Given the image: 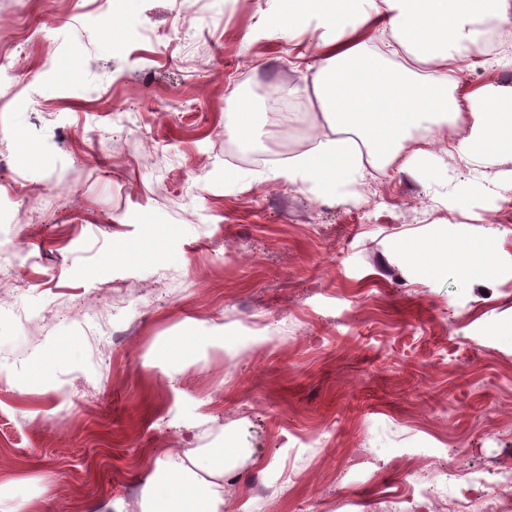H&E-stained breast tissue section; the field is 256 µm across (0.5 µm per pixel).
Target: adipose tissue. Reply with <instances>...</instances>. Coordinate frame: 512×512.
<instances>
[{
    "label": "adipose tissue",
    "instance_id": "1",
    "mask_svg": "<svg viewBox=\"0 0 512 512\" xmlns=\"http://www.w3.org/2000/svg\"><path fill=\"white\" fill-rule=\"evenodd\" d=\"M288 25L321 30L322 66L310 86L324 127L311 154L290 158L275 174L318 183L363 179L354 148L360 138L372 158L400 171L428 169L436 151L472 161L512 160V87L462 85L459 74L483 55L479 24L512 20V0H303ZM419 138L405 143L411 130ZM224 486L201 482L193 468L170 457L151 487L150 512H222Z\"/></svg>",
    "mask_w": 512,
    "mask_h": 512
}]
</instances>
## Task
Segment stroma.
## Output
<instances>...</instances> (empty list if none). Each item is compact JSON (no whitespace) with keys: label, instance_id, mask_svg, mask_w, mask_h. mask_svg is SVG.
I'll return each instance as SVG.
<instances>
[{"label":"stroma","instance_id":"35a3bbf8","mask_svg":"<svg viewBox=\"0 0 512 512\" xmlns=\"http://www.w3.org/2000/svg\"><path fill=\"white\" fill-rule=\"evenodd\" d=\"M125 4L0 0V512H143L169 457L228 448L231 512H456L468 485L418 480L512 467V163L320 197L273 177L266 107L319 29ZM233 88L268 161L224 130Z\"/></svg>","mask_w":512,"mask_h":512}]
</instances>
